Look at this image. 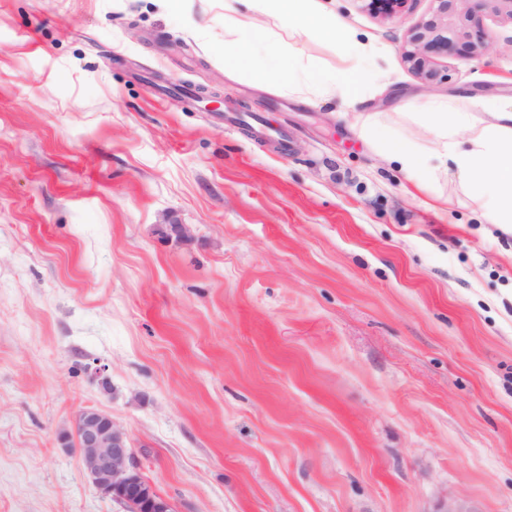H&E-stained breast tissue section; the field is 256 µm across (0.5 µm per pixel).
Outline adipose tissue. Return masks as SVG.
<instances>
[{"label": "adipose tissue", "instance_id": "adipose-tissue-1", "mask_svg": "<svg viewBox=\"0 0 512 512\" xmlns=\"http://www.w3.org/2000/svg\"><path fill=\"white\" fill-rule=\"evenodd\" d=\"M251 8L258 15L276 20L289 38L298 40L315 34L340 41L352 53L366 58L376 51L373 42L357 40L344 21L323 12L318 0H251ZM266 64L289 90H317L326 95L350 92L346 84L303 57H294L285 64L274 48ZM430 118L428 128L435 148L429 152L366 120L361 123V131L374 141L387 162L398 164L411 177L431 172L435 160L455 169L486 222L512 234V106L495 108L477 127L471 113L449 111L447 103L437 99L431 104ZM463 131L468 137L462 141L458 135Z\"/></svg>", "mask_w": 512, "mask_h": 512}]
</instances>
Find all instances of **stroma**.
<instances>
[{
	"mask_svg": "<svg viewBox=\"0 0 512 512\" xmlns=\"http://www.w3.org/2000/svg\"><path fill=\"white\" fill-rule=\"evenodd\" d=\"M320 2L379 47L356 104L282 89L255 46L225 74L220 17L0 0V512H125L60 442L87 407L174 512H512V237L354 125L428 149L437 98L481 125L512 102V23L428 85L403 49L430 0ZM415 0H361L364 8L381 16L383 19H392L410 9V3Z\"/></svg>",
	"mask_w": 512,
	"mask_h": 512,
	"instance_id": "obj_1",
	"label": "stroma"
}]
</instances>
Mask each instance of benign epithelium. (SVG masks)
Wrapping results in <instances>:
<instances>
[{
	"label": "benign epithelium",
	"instance_id": "benign-epithelium-1",
	"mask_svg": "<svg viewBox=\"0 0 512 512\" xmlns=\"http://www.w3.org/2000/svg\"><path fill=\"white\" fill-rule=\"evenodd\" d=\"M364 8L392 19L410 9L414 0H362ZM430 16L408 32L405 62L427 82L437 79L436 59L448 55L477 57L491 44L484 19L495 16L512 21V0H431ZM75 434L82 463L95 487L123 504L128 512H170L135 461L128 432L110 415L96 409L81 410L74 418L68 441Z\"/></svg>",
	"mask_w": 512,
	"mask_h": 512
}]
</instances>
